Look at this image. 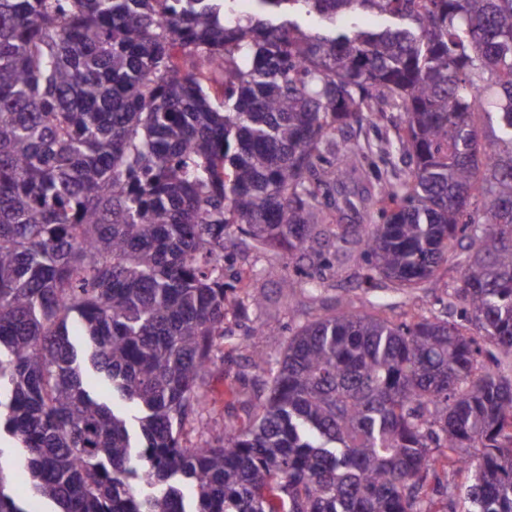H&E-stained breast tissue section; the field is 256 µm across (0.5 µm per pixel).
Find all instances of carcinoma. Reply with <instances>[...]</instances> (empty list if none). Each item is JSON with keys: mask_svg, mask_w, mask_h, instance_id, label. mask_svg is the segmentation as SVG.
<instances>
[{"mask_svg": "<svg viewBox=\"0 0 512 512\" xmlns=\"http://www.w3.org/2000/svg\"><path fill=\"white\" fill-rule=\"evenodd\" d=\"M255 2L0 0V433L30 492L0 467V512H438L429 477L474 443L464 512H512V0ZM379 97L408 175L361 198L380 223L328 224L363 150L335 133ZM238 234L300 253L314 291L358 245L382 288L445 274L464 322L340 301L246 424L188 448ZM2 463L5 471L9 474L12 492L20 498H26L29 478L20 460L8 451H5Z\"/></svg>", "mask_w": 512, "mask_h": 512, "instance_id": "obj_1", "label": "carcinoma"}]
</instances>
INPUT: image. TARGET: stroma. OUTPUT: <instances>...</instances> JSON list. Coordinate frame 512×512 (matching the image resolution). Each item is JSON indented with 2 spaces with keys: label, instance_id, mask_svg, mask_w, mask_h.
<instances>
[{
  "label": "stroma",
  "instance_id": "obj_1",
  "mask_svg": "<svg viewBox=\"0 0 512 512\" xmlns=\"http://www.w3.org/2000/svg\"><path fill=\"white\" fill-rule=\"evenodd\" d=\"M404 114L397 107H386L375 117L374 123L344 128L339 139L362 144H383L394 139L402 125ZM358 178L340 183V190L350 198H357L364 190L373 188L377 175L401 176L407 171L406 158L401 151L389 154L373 152L368 162L362 163ZM247 272L251 284L260 289V305L246 304L242 312L229 317L223 350L215 352L201 384L202 407L199 415L190 417L184 427L185 444L196 445L214 439V432L205 428L206 423L242 424L247 420V395L257 388V372L251 366L255 349H263L269 360L280 357L281 349L289 335L298 327L321 314L323 306L333 305L337 299L351 302L366 311L376 298H386L389 307L386 316L394 321L403 319L406 312L422 307L425 314L439 313L435 303L445 291L444 281L432 282L417 296L405 291L373 287L364 278L365 262L359 248H352L341 265L328 270L326 286L321 300H313L305 286L309 271L306 262L292 259L287 249L273 246L258 250L250 245L228 248L224 253V284L237 287L238 272ZM290 276L295 286L291 292L280 289L282 276Z\"/></svg>",
  "mask_w": 512,
  "mask_h": 512
}]
</instances>
